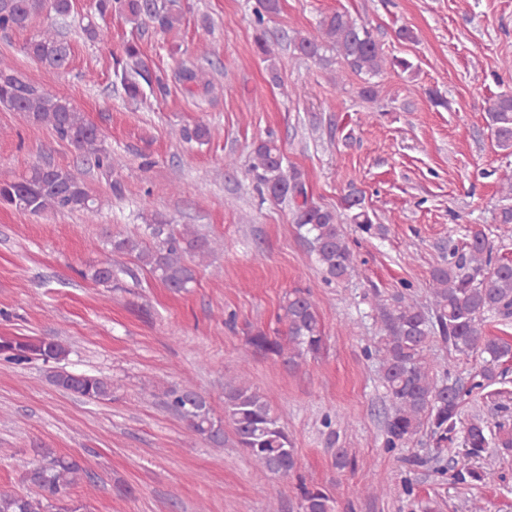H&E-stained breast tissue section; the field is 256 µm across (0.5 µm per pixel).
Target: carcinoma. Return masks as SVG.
Returning <instances> with one entry per match:
<instances>
[{
  "instance_id": "carcinoma-1",
  "label": "carcinoma",
  "mask_w": 512,
  "mask_h": 512,
  "mask_svg": "<svg viewBox=\"0 0 512 512\" xmlns=\"http://www.w3.org/2000/svg\"><path fill=\"white\" fill-rule=\"evenodd\" d=\"M73 9L74 0H0V32L24 31L38 17L54 15L55 20L37 31L23 51L42 67L61 71L70 63L72 47L58 21L69 17ZM89 10L102 20L117 14L136 29L151 25L162 32L178 28L184 19L182 0H90ZM278 12L279 0H256L254 45L268 62L274 81L278 80L275 49L267 36L265 19ZM318 29L316 36L296 35L291 40L293 53L318 62H327V54H335L340 68L362 80L360 95L365 98L375 96L373 78L386 69L414 71L409 59L388 57L370 29L345 12L323 15ZM113 68L129 100L142 102L149 94L162 98L169 92L166 77L143 59L136 41L124 45L123 55L113 59ZM180 80L191 93L200 90L207 94L213 88L211 81L194 69L183 70ZM0 107L25 114L32 123L47 127L58 139L94 158L97 167L112 170V156L102 146L100 131L82 112L67 98L24 80L2 61ZM485 114L498 149L512 154V88L491 99ZM180 137L203 144L209 140L210 130L197 124L182 129ZM283 161L280 147L269 136L254 145L251 173L273 200L287 199L292 203L293 224L326 281L349 280L356 275L358 266L343 225L354 224L367 234L373 229L362 196L356 191L347 194L340 211L318 205L309 198L303 173L284 166ZM0 204L37 216L81 212L90 221L99 211L81 174L49 164L32 166L18 181L1 182ZM495 221L500 239L512 237V206L501 207ZM148 229L153 245L143 243L137 235L118 237L112 239V252L136 254L165 287L177 293L188 291L195 282V272L185 263V255L202 261L211 252V242L188 224L179 229L160 222L148 225ZM83 276L97 284H109L115 271L112 264L104 263ZM429 290L427 308L411 294L407 284L388 299L376 293L370 300L371 311L381 323L373 349L389 401L385 448H408L425 430L438 455L450 445L462 448V460L455 463L450 474L453 484L484 482L491 473L472 466L471 461L493 448L512 451V430L501 427L494 434L482 418L465 420L462 414L469 400L502 377L500 366L512 357L511 343L484 332L489 317H512V261L494 258L491 241L475 227L455 260L431 270ZM281 310L279 320L285 323V335L270 336L262 330L252 333L248 337L250 357L260 355L294 367L299 360L320 354L326 336L311 294L300 288L288 291ZM437 333L449 351L475 359L468 382L439 370L440 362L433 353ZM68 354L67 347L54 339H0V355L14 364L33 355L59 363ZM50 381L59 390L79 398L106 401L112 397V381L105 377L60 367L51 374ZM163 405L188 430L217 447L224 446V426H229L236 446L262 472L279 478L296 474L299 462L293 440L267 398L246 380L225 386L222 417L214 415L207 396L189 386L165 391ZM86 474L80 457L47 455L26 473L25 482L32 492H0V512H86V505L72 497V489ZM296 489L298 512H337L336 499L325 489L302 480Z\"/></svg>"
}]
</instances>
